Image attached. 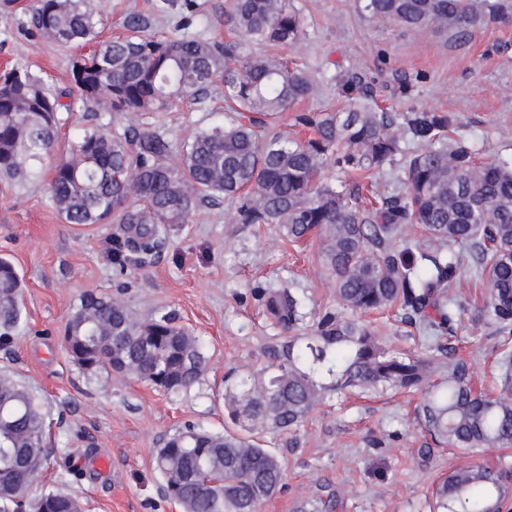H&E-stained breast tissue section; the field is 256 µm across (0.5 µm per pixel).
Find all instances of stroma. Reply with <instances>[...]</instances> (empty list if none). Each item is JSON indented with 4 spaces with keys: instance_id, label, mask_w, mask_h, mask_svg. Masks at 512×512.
Wrapping results in <instances>:
<instances>
[{
    "instance_id": "35a3bbf8",
    "label": "stroma",
    "mask_w": 512,
    "mask_h": 512,
    "mask_svg": "<svg viewBox=\"0 0 512 512\" xmlns=\"http://www.w3.org/2000/svg\"><path fill=\"white\" fill-rule=\"evenodd\" d=\"M181 2L102 0L101 37L122 35L132 13L150 17L153 31L179 32ZM292 2L304 24L284 55L313 84L301 109L345 113L365 99L400 125L414 112H444L450 140L464 142L480 160L512 163V0H491L492 9L481 10L463 38L449 30L376 24L359 0ZM29 4L0 0V69L19 62L51 86L71 88L75 48L37 35ZM228 118L220 101L187 102L172 112H65L60 145L69 147L93 125L119 133L130 126L157 129L178 144L189 132ZM423 146L400 132L399 152L376 177L373 195L401 193L402 165ZM233 210L221 198L201 205L169 233L152 263L121 267L111 252L115 224L64 223L44 184L0 185V257L11 260L23 280V321L0 346V369L50 408L56 446L36 493L66 488L85 512H181L163 495L154 452L164 436L187 424L223 431L225 376L259 372L267 348L285 340L267 308L270 293L288 284L302 298L299 336L335 308L316 239L292 243L276 225L232 223ZM91 288L123 297L143 321L176 313L204 346L208 365L201 381L169 395L114 372L87 380L62 334ZM457 289L465 310L451 342L477 388L496 391L499 338L492 325L475 319L485 287L468 267ZM366 320L380 326L392 349H419L414 328L401 323L397 310ZM419 401L390 392L331 395L298 428L263 434L264 446L283 459L287 472L285 488L263 512H293L303 502L318 512H429L438 479L455 468L499 458L512 464V449L478 455L441 449L422 459L418 450L428 437L415 419ZM100 455L111 460L108 472L93 465Z\"/></svg>"
}]
</instances>
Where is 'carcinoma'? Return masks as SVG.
I'll list each match as a JSON object with an SVG mask.
<instances>
[{"label": "carcinoma", "instance_id": "obj_1", "mask_svg": "<svg viewBox=\"0 0 512 512\" xmlns=\"http://www.w3.org/2000/svg\"><path fill=\"white\" fill-rule=\"evenodd\" d=\"M377 22L411 31L453 28L462 36L479 19L472 0H363ZM36 31L61 46L94 44L72 61L77 93L58 91L27 66L0 71V181L14 186L47 181L65 223L122 225L112 240L119 265L142 264L169 224L187 223L201 204L223 196L236 224H278L297 242L315 236L336 288L309 336L272 349L258 374L225 389L232 427H186L156 449L155 467L167 499L183 512H260L283 486L286 471L261 444L265 430L288 432L326 399L327 392H422L417 414L435 444L469 451L512 447V165L485 164L462 142L447 143L448 115L417 112L407 130L428 146L407 159L405 192L381 198L364 213L356 191L324 181L333 164L371 178L398 151L395 119L371 105L342 118L302 112L304 141L265 137L281 113L306 98L312 84L273 53L302 32L291 0H227L225 22L240 40L147 33L141 15L125 18L126 34L99 40L91 0H32ZM222 100L236 114L230 125L192 131L177 147L157 130L121 133L86 129L56 156L58 113L165 112L179 102ZM407 224H419L431 245L391 246ZM484 278L479 316L504 337L496 394L473 389L468 365L450 346L461 314L454 285L462 251ZM22 280L0 258V344L22 319ZM277 323L302 319L291 288L268 299ZM395 307L400 321L429 342L397 353L360 316ZM70 357L89 379L103 370L152 384L167 394L199 383L206 357L197 337L170 314L140 322L117 296L87 290L63 334ZM48 416L23 384L0 373V512H72L64 489L30 497L19 488L26 467L48 456ZM512 499V467L462 466L434 492L433 512H502Z\"/></svg>", "mask_w": 512, "mask_h": 512}]
</instances>
